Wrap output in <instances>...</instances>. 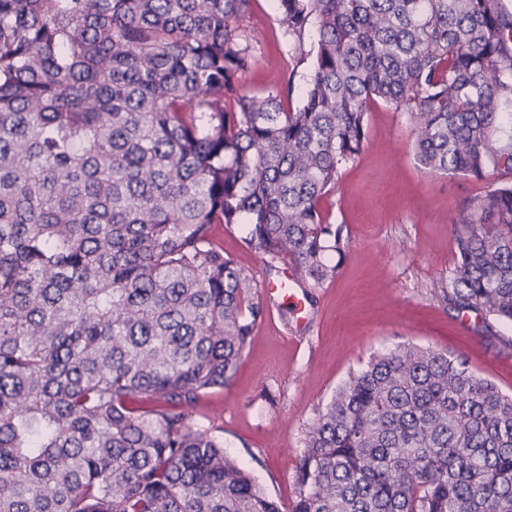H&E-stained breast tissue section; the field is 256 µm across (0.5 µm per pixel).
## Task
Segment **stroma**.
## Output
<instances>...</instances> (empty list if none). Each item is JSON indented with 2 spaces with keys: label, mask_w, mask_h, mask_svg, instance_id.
<instances>
[{
  "label": "stroma",
  "mask_w": 512,
  "mask_h": 512,
  "mask_svg": "<svg viewBox=\"0 0 512 512\" xmlns=\"http://www.w3.org/2000/svg\"><path fill=\"white\" fill-rule=\"evenodd\" d=\"M243 26L255 63L244 91L262 94L290 77L298 107L312 69L317 33L288 36L275 0H254ZM407 116L377 102L368 112L361 154L344 166L322 207L349 237L335 281L298 289L302 310L283 316L264 288L285 281L288 264L268 271L244 242L245 225H215L212 241L261 287L267 314L254 330L230 387L200 402L195 421L224 442L265 493L290 512L298 494L295 464L316 411L371 354L407 342L462 356L470 369L512 394V324L479 331L474 314L456 317L435 285L453 267L452 219L465 197L484 189L464 177L423 170Z\"/></svg>",
  "instance_id": "35a3bbf8"
}]
</instances>
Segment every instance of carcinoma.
I'll use <instances>...</instances> for the list:
<instances>
[{
    "label": "carcinoma",
    "instance_id": "1",
    "mask_svg": "<svg viewBox=\"0 0 512 512\" xmlns=\"http://www.w3.org/2000/svg\"><path fill=\"white\" fill-rule=\"evenodd\" d=\"M277 2L318 35L294 111L290 81L240 86L253 0H0V512H281L193 420L265 316L210 230L335 280L348 240L320 202L373 102L423 169L487 183L437 294L512 323V180H488L512 172V6ZM295 475L293 512H512V395L398 344L318 411Z\"/></svg>",
    "mask_w": 512,
    "mask_h": 512
}]
</instances>
